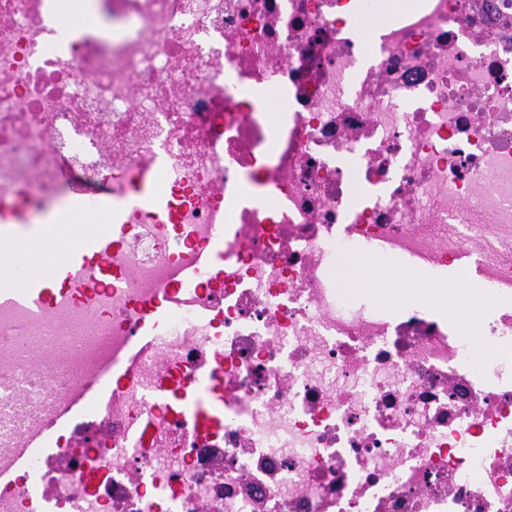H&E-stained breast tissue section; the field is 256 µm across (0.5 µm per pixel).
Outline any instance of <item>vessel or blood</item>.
Segmentation results:
<instances>
[{"mask_svg":"<svg viewBox=\"0 0 512 512\" xmlns=\"http://www.w3.org/2000/svg\"><path fill=\"white\" fill-rule=\"evenodd\" d=\"M33 234L41 235L43 243L47 244L54 238L55 227L48 223L36 225L22 216L13 223L0 225V244L6 243L18 248ZM108 246L106 234L82 236L62 263L51 272L30 276L11 287L1 288L0 303L19 305L28 312L40 313L64 298L72 285L74 271H83L90 278L104 281L112 275V269L107 261ZM169 312V307L161 303L149 309L138 337V351L128 357V364H135L140 354L158 349L161 338L155 331L154 322L167 316ZM105 395V389L92 381L83 390L64 396L55 407L51 426L28 434L24 448L20 449L15 457L17 470H27L31 460L46 450L53 430L67 427L73 419L84 415L94 405L100 404ZM219 396L218 388L203 376L183 381L176 393L177 401L184 403L186 410L206 424L217 423L222 419Z\"/></svg>","mask_w":512,"mask_h":512,"instance_id":"b4317fda","label":"vessel or blood"}]
</instances>
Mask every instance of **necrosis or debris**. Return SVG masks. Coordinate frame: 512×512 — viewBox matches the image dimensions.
I'll list each match as a JSON object with an SVG mask.
<instances>
[{
    "label": "necrosis or debris",
    "mask_w": 512,
    "mask_h": 512,
    "mask_svg": "<svg viewBox=\"0 0 512 512\" xmlns=\"http://www.w3.org/2000/svg\"><path fill=\"white\" fill-rule=\"evenodd\" d=\"M65 2L0 0V210L101 187L125 230L112 287L0 307V469L50 393L111 397L0 512H512V0H96L111 36L61 49ZM219 233L223 272L181 285ZM366 242L473 268L479 337L354 304L336 267ZM195 374L222 422L156 398ZM171 309L164 304H156L148 310L147 319L145 320L138 336V350L127 358L129 365H134L148 351L158 349L161 341L155 331V323L153 320L167 316Z\"/></svg>",
    "instance_id": "obj_1"
}]
</instances>
